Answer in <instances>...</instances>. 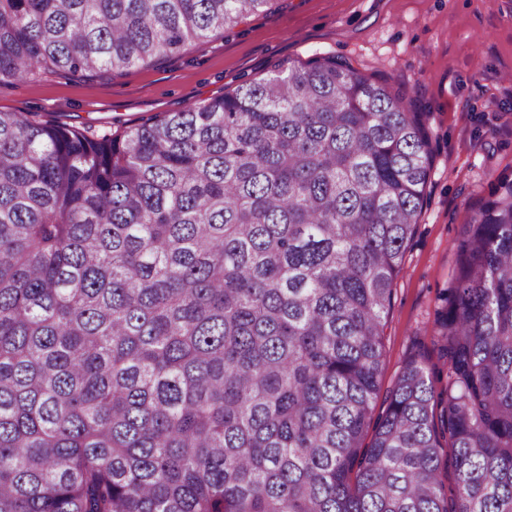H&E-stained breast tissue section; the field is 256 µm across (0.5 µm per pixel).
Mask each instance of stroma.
<instances>
[{"mask_svg": "<svg viewBox=\"0 0 512 512\" xmlns=\"http://www.w3.org/2000/svg\"><path fill=\"white\" fill-rule=\"evenodd\" d=\"M320 55L405 88L427 112L433 163L394 283L387 388L412 353L434 348L467 215L512 181V0H274L267 12L149 67L1 83L0 112L115 133Z\"/></svg>", "mask_w": 512, "mask_h": 512, "instance_id": "1", "label": "stroma"}]
</instances>
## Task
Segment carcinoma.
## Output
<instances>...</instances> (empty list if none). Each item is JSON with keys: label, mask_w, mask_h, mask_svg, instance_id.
Returning a JSON list of instances; mask_svg holds the SVG:
<instances>
[{"label": "carcinoma", "mask_w": 512, "mask_h": 512, "mask_svg": "<svg viewBox=\"0 0 512 512\" xmlns=\"http://www.w3.org/2000/svg\"><path fill=\"white\" fill-rule=\"evenodd\" d=\"M272 0H0V83L110 77ZM314 57L97 134L0 112V512H512V182L377 410L432 166Z\"/></svg>", "instance_id": "carcinoma-1"}]
</instances>
